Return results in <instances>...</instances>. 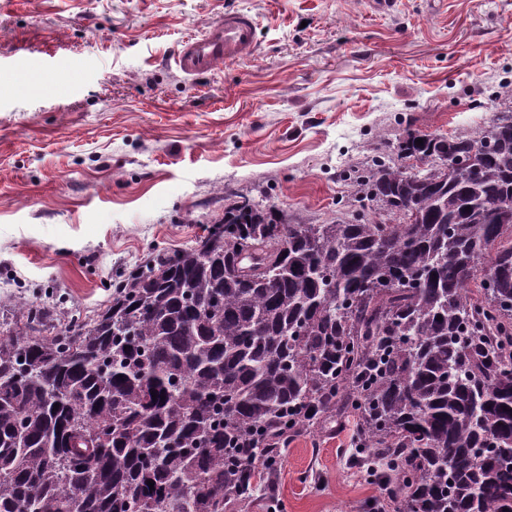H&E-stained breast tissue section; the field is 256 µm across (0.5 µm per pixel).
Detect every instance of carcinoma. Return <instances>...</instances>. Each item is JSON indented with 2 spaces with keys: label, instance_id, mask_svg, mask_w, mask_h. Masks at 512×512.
<instances>
[{
  "label": "carcinoma",
  "instance_id": "1",
  "mask_svg": "<svg viewBox=\"0 0 512 512\" xmlns=\"http://www.w3.org/2000/svg\"><path fill=\"white\" fill-rule=\"evenodd\" d=\"M349 179L329 224L241 198L89 320L23 306L0 333V512L243 508L252 459L348 407L396 512H512V112Z\"/></svg>",
  "mask_w": 512,
  "mask_h": 512
}]
</instances>
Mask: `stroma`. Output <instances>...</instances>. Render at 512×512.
Wrapping results in <instances>:
<instances>
[{
	"mask_svg": "<svg viewBox=\"0 0 512 512\" xmlns=\"http://www.w3.org/2000/svg\"><path fill=\"white\" fill-rule=\"evenodd\" d=\"M231 10L257 16L255 56L184 76L180 41ZM508 87L512 0H0V298L95 316L105 281L241 196L324 223L345 167L485 128ZM355 433L350 415L291 438L247 512H377Z\"/></svg>",
	"mask_w": 512,
	"mask_h": 512,
	"instance_id": "1",
	"label": "stroma"
}]
</instances>
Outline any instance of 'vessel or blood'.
I'll return each instance as SVG.
<instances>
[{"mask_svg":"<svg viewBox=\"0 0 512 512\" xmlns=\"http://www.w3.org/2000/svg\"><path fill=\"white\" fill-rule=\"evenodd\" d=\"M259 22L251 14L230 11L198 36L185 38L174 61L187 77L211 72L218 64L251 58L258 45Z\"/></svg>","mask_w":512,"mask_h":512,"instance_id":"vessel-or-blood-1","label":"vessel or blood"}]
</instances>
